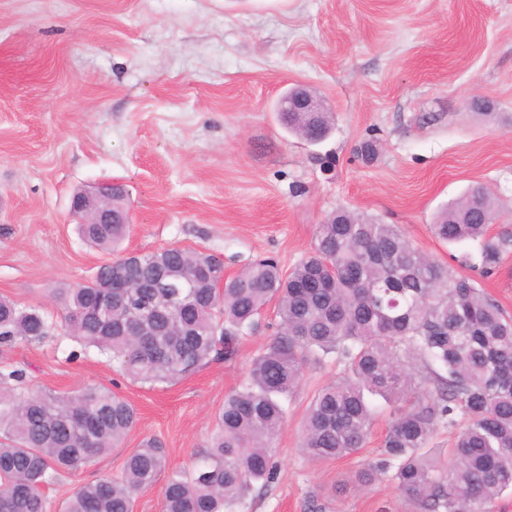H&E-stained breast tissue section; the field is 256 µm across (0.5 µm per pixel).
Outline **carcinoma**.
Here are the masks:
<instances>
[{
    "instance_id": "1",
    "label": "carcinoma",
    "mask_w": 512,
    "mask_h": 512,
    "mask_svg": "<svg viewBox=\"0 0 512 512\" xmlns=\"http://www.w3.org/2000/svg\"><path fill=\"white\" fill-rule=\"evenodd\" d=\"M288 132L326 136L332 113L281 114ZM129 210L119 184L112 211ZM497 204L470 186L432 225L444 242L479 243L477 268L490 276L512 253V229L490 224ZM84 242L112 253L127 224H79ZM224 281L223 292L215 284ZM124 282L125 288L112 283ZM61 323L35 306L0 295V512H50L47 490L135 429L136 409L107 387L75 394L29 387L27 371L6 363L21 341L59 326L83 349L118 359L134 380L185 378L213 359H229L240 339L275 304L276 335L252 358L248 381L227 396L206 452L173 471L162 512H235L251 487L275 477L271 444L283 427V401L306 366L331 360L335 382L315 394L300 449L313 460L357 453L379 396L393 406L379 457L354 475L361 486L394 483L419 512H488L512 490V317L474 278L419 251L396 224L341 209L317 225L312 252L285 273L259 258L234 276L212 256L180 246L125 254L91 279L55 291ZM464 424L447 455L430 448L441 426ZM166 467L155 442L135 449L120 476L80 485L62 512H134L138 493Z\"/></svg>"
}]
</instances>
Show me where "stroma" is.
I'll return each instance as SVG.
<instances>
[{"instance_id": "35a3bbf8", "label": "stroma", "mask_w": 512, "mask_h": 512, "mask_svg": "<svg viewBox=\"0 0 512 512\" xmlns=\"http://www.w3.org/2000/svg\"><path fill=\"white\" fill-rule=\"evenodd\" d=\"M298 84L333 113L321 142L289 134L272 110ZM477 100L493 117L477 113ZM112 181L130 193L124 248L190 247L222 256L229 275L259 257L291 270L339 208L399 225L445 263L476 252L430 226L480 183L498 199L491 231L512 227V0H0V295L59 316L55 289L107 259L78 236L70 197ZM274 321L266 309L232 360L172 386L132 381L60 330L20 342L11 360L34 387L102 385L139 412L124 442L60 478L54 512L152 440L167 470L134 512H162L169 471L191 468L205 449ZM338 374L331 362L305 369L273 441L276 477L237 512H417L385 480L336 491L378 451L393 420L381 398L358 453H300L307 408Z\"/></svg>"}]
</instances>
